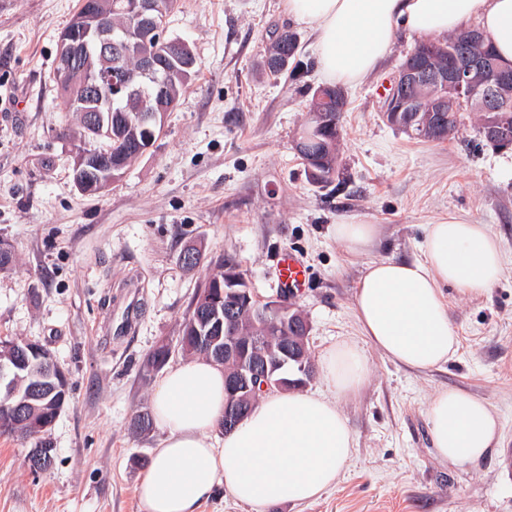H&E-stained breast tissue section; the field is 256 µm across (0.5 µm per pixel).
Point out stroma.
<instances>
[{"instance_id": "obj_1", "label": "stroma", "mask_w": 512, "mask_h": 512, "mask_svg": "<svg viewBox=\"0 0 512 512\" xmlns=\"http://www.w3.org/2000/svg\"><path fill=\"white\" fill-rule=\"evenodd\" d=\"M80 4L0 0V239L13 250L0 270V337L44 344L71 385L46 435L48 470L29 461L35 440L0 436V512H143L137 486L163 437L129 429L163 378L147 359L177 343L222 260L265 298L277 291L275 256L303 257L310 285L294 304L316 362L333 343L361 342L354 297L365 265L419 257L428 225L451 214L487 225L505 262L487 293L444 286L456 357L415 372L365 346L368 381L339 402L355 438L339 483L268 512H512V150L483 141L474 112L444 142L384 121V87L413 48L400 35L346 87L341 176L318 188L295 149L322 84L310 32L295 29L298 67L273 77L262 61L273 33L292 27L282 0H178L168 33L189 45L198 71L155 145L104 191L82 193L74 143L57 136L78 116L63 111L54 80L59 36ZM337 224L375 225L376 238L350 252ZM188 244L201 252L190 271L179 262ZM132 293L134 330L109 334ZM443 388L471 392L500 421V448L477 464L450 465L431 443L426 407Z\"/></svg>"}]
</instances>
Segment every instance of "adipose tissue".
Here are the masks:
<instances>
[{"label": "adipose tissue", "instance_id": "obj_1", "mask_svg": "<svg viewBox=\"0 0 512 512\" xmlns=\"http://www.w3.org/2000/svg\"><path fill=\"white\" fill-rule=\"evenodd\" d=\"M289 20L310 29L317 65L332 84L360 82L391 53L397 34L424 42L476 26L512 62V0H283ZM504 274L498 239L486 225L456 216L427 228L421 258L369 262L355 294L365 340L394 363L426 371L448 363L459 340L443 285L482 294ZM320 371L330 395L288 390L265 395L215 447L224 419V369L204 358L169 368L152 399L163 438L138 485L144 512H199L216 485L257 508L299 504L334 487L354 438L337 400L367 382L363 351L327 347ZM438 455L454 465L479 461L502 442L490 406L471 393L442 389L426 409Z\"/></svg>", "mask_w": 512, "mask_h": 512}]
</instances>
